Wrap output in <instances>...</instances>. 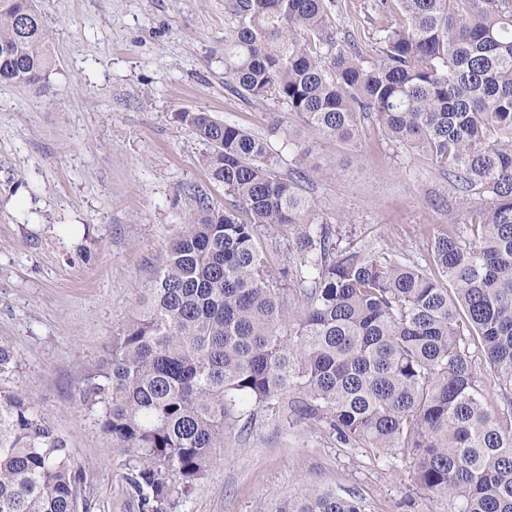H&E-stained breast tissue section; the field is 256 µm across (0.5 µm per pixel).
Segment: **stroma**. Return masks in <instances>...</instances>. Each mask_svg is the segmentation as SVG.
Returning a JSON list of instances; mask_svg holds the SVG:
<instances>
[{"label": "stroma", "mask_w": 512, "mask_h": 512, "mask_svg": "<svg viewBox=\"0 0 512 512\" xmlns=\"http://www.w3.org/2000/svg\"><path fill=\"white\" fill-rule=\"evenodd\" d=\"M339 36L366 46L372 0H341ZM55 65L37 87L0 86V340L17 357L10 385L32 394L81 466L87 512H138L125 456L82 393L112 332L134 311L160 246L177 235L194 185L225 204L201 163L208 147L176 121L208 112L267 140L293 167L319 217L365 250L425 264L434 233L464 206L417 152L367 125L358 148L312 139L287 110L232 92L224 0H37ZM360 499L365 512H450L420 489L409 458L337 443L296 417L257 418L219 449L175 512H276L308 487Z\"/></svg>", "instance_id": "obj_1"}]
</instances>
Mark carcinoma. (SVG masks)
I'll return each instance as SVG.
<instances>
[{"instance_id":"obj_1","label":"carcinoma","mask_w":512,"mask_h":512,"mask_svg":"<svg viewBox=\"0 0 512 512\" xmlns=\"http://www.w3.org/2000/svg\"><path fill=\"white\" fill-rule=\"evenodd\" d=\"M337 0H225L227 85L286 107L317 138L356 147L363 124L448 177L465 227L434 236L427 271L343 245L268 144L207 112H178L209 146L220 208L189 185L136 312L83 392L126 454L139 512H172L255 414L294 415L343 445L410 453L412 479L451 512H512V0H375L370 50L335 34ZM54 66L35 0H0V85ZM244 214L246 219L239 218ZM288 228L280 245L262 229ZM288 261L273 271L270 256ZM479 344L502 406L467 354ZM0 341V512H84L83 473L35 397L5 383ZM277 512H364L314 489Z\"/></svg>"}]
</instances>
